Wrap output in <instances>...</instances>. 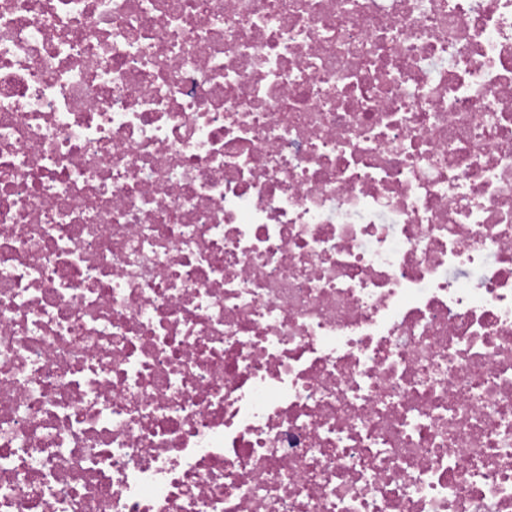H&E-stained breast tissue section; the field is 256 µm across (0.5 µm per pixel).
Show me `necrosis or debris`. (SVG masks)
Returning a JSON list of instances; mask_svg holds the SVG:
<instances>
[{
  "instance_id": "1",
  "label": "necrosis or debris",
  "mask_w": 512,
  "mask_h": 512,
  "mask_svg": "<svg viewBox=\"0 0 512 512\" xmlns=\"http://www.w3.org/2000/svg\"><path fill=\"white\" fill-rule=\"evenodd\" d=\"M0 512H512V0H0Z\"/></svg>"
}]
</instances>
